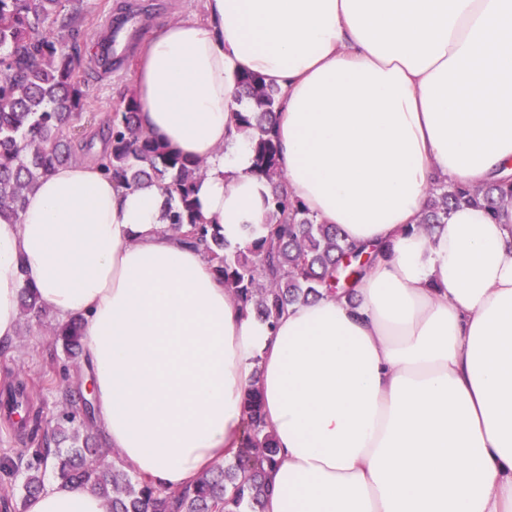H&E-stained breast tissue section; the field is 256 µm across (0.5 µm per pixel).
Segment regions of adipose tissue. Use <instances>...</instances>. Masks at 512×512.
<instances>
[{
	"instance_id": "obj_1",
	"label": "adipose tissue",
	"mask_w": 512,
	"mask_h": 512,
	"mask_svg": "<svg viewBox=\"0 0 512 512\" xmlns=\"http://www.w3.org/2000/svg\"><path fill=\"white\" fill-rule=\"evenodd\" d=\"M154 31L142 128L206 164L195 197L231 244L270 187L234 126L238 75L275 85L288 193L387 252L351 297L259 321L168 196L94 163L56 168L0 220V341L36 288L82 319L98 427L127 469L179 490L234 460L254 370L278 466L262 512H512V207L418 224L430 190L512 177V0H204ZM25 512H105L47 484Z\"/></svg>"
}]
</instances>
